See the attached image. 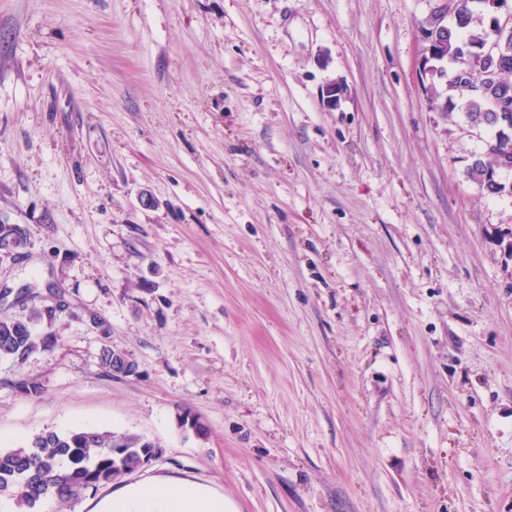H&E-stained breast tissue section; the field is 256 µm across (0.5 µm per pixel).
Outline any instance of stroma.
Returning <instances> with one entry per match:
<instances>
[{"label": "stroma", "instance_id": "obj_1", "mask_svg": "<svg viewBox=\"0 0 512 512\" xmlns=\"http://www.w3.org/2000/svg\"><path fill=\"white\" fill-rule=\"evenodd\" d=\"M434 6L0 0V318L62 303L0 360V449L161 447L50 512L183 482L224 512H512V195L431 108ZM472 158L473 159L479 158L480 164L470 170H467L466 173H467L469 179L472 182H474L479 187V189L482 191L481 185L484 180V175L487 173V171L493 172L494 169L499 165L500 160L497 156L483 157L481 154V151L474 154ZM501 184L502 183L499 179H497L496 174L491 175L489 172L486 174L484 185H485V189H487V191L490 195H496V196L503 195L502 192L494 191V189H496L497 187H500ZM482 193H484V192L482 191ZM100 361L105 371L112 377H130L131 370L138 369V365L134 360L128 356L116 358L112 355V349L104 347L101 351ZM138 373V371H137Z\"/></svg>", "mask_w": 512, "mask_h": 512}]
</instances>
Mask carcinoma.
I'll return each instance as SVG.
<instances>
[{
    "label": "carcinoma",
    "instance_id": "cac0c4a2",
    "mask_svg": "<svg viewBox=\"0 0 512 512\" xmlns=\"http://www.w3.org/2000/svg\"><path fill=\"white\" fill-rule=\"evenodd\" d=\"M464 16V25H448V37L439 50V62L448 64L447 83L431 87L436 97H448V114L460 112L464 119L483 120L485 129L494 132L490 121L502 96L512 98V30L492 33L490 15L482 8V0H456ZM498 41L496 53L500 63L494 72L481 65L470 72V82L479 88L475 94L457 90L455 74L461 57L462 46H478L491 40ZM480 164L467 171L476 185L483 183L484 175L499 165L496 156L474 154ZM49 337L33 335L29 324L7 317L0 319V359L27 357L47 346ZM158 444L147 437L131 432L78 428L65 432L42 431L22 444L0 450V486H9L6 495L12 504L10 512H33V501L45 490L53 491V498L61 503H71L83 496L86 479L98 474L106 483L117 480L132 471L141 453H147ZM38 473L37 479L28 483L20 481L23 472Z\"/></svg>",
    "mask_w": 512,
    "mask_h": 512
}]
</instances>
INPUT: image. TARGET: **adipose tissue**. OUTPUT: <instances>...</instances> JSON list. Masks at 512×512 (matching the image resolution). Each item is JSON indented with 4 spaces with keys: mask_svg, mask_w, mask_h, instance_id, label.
<instances>
[{
    "mask_svg": "<svg viewBox=\"0 0 512 512\" xmlns=\"http://www.w3.org/2000/svg\"><path fill=\"white\" fill-rule=\"evenodd\" d=\"M112 512H224V501L189 483L146 486L117 499Z\"/></svg>",
    "mask_w": 512,
    "mask_h": 512,
    "instance_id": "1",
    "label": "adipose tissue"
}]
</instances>
